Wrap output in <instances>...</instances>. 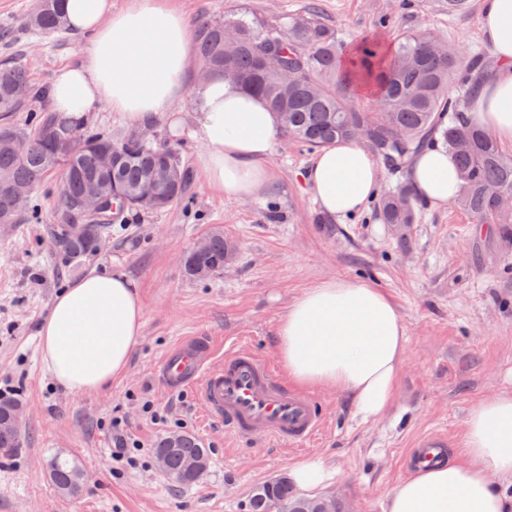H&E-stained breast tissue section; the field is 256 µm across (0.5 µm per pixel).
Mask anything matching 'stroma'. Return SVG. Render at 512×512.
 <instances>
[{
	"mask_svg": "<svg viewBox=\"0 0 512 512\" xmlns=\"http://www.w3.org/2000/svg\"><path fill=\"white\" fill-rule=\"evenodd\" d=\"M196 21L240 7L260 19L316 7L350 44L395 43L402 32L429 31L464 56L488 55L480 0L464 13L448 0H168ZM36 0H0V60L25 65L36 85L82 62L69 31L30 33L24 17ZM158 140L178 148L188 171L185 198L162 211L126 213L86 270L122 266L144 305L142 334L127 369L100 392L72 394L41 362L38 333L56 295L75 281L53 259L52 183L36 188L35 220L0 224V389L20 400L22 447L0 456V512H247L253 490L295 465L321 461L333 480L320 495L347 512H386L389 494L412 466L418 438L439 435L462 454L469 410L492 393L512 392V237L495 224L474 223L457 202L419 205L415 224L398 234L377 204L352 217L325 213L304 173L313 153L290 139L275 147L270 182L244 201L225 197L197 165L201 144L158 120ZM220 232L234 248L224 269L205 281L186 276L182 258ZM358 278L380 288L401 314L407 336L396 399L379 419H354L348 399L313 388L325 419L305 449L237 442L207 422L193 392H169L158 374L163 354L186 336H232L277 363L273 339L280 317L303 290L332 278ZM153 413H146L144 403ZM143 443L134 463L116 462L113 423ZM190 432L211 450L208 470L191 486L158 466L162 437ZM76 461L85 490L71 498L50 482L52 457Z\"/></svg>",
	"mask_w": 512,
	"mask_h": 512,
	"instance_id": "stroma-1",
	"label": "stroma"
}]
</instances>
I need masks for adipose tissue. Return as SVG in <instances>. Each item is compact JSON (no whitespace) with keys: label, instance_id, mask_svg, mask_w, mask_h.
I'll list each match as a JSON object with an SVG mask.
<instances>
[{"label":"adipose tissue","instance_id":"1","mask_svg":"<svg viewBox=\"0 0 512 512\" xmlns=\"http://www.w3.org/2000/svg\"><path fill=\"white\" fill-rule=\"evenodd\" d=\"M64 21L83 35L84 62L60 70L48 91L54 111L74 120L106 108L131 127L165 118L203 147L201 169L233 199L250 198L270 177L267 161L282 137L263 99L216 77L182 111L179 93L191 68L190 23L166 0H64ZM481 27L495 65L484 77L469 119L512 145V0H482ZM379 166L354 141L323 147L306 180L327 214L347 217L372 198ZM417 195L434 206L454 200L459 180L447 149L417 154L409 168ZM138 285L122 268L94 271L55 297L39 331V354L68 391L104 389L127 367L141 334ZM274 347L291 382L348 398L355 419L378 418L393 404L406 357L403 319L390 298L366 281L323 280L281 316ZM466 463L451 457L417 470L390 494L387 512H512V393H494L466 417Z\"/></svg>","mask_w":512,"mask_h":512}]
</instances>
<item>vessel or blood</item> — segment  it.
Instances as JSON below:
<instances>
[{"label": "vessel or blood", "mask_w": 512, "mask_h": 512, "mask_svg": "<svg viewBox=\"0 0 512 512\" xmlns=\"http://www.w3.org/2000/svg\"><path fill=\"white\" fill-rule=\"evenodd\" d=\"M213 349L210 337L196 336L170 350L160 366L162 384L194 388L204 418L245 442L267 439L295 450L319 435L323 418L315 397L290 389L245 345L218 360Z\"/></svg>", "instance_id": "b4317fda"}]
</instances>
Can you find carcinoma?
I'll use <instances>...</instances> for the list:
<instances>
[{
	"label": "carcinoma",
	"instance_id": "1",
	"mask_svg": "<svg viewBox=\"0 0 512 512\" xmlns=\"http://www.w3.org/2000/svg\"><path fill=\"white\" fill-rule=\"evenodd\" d=\"M59 0H40L24 21L28 31L53 34L63 30ZM194 39L207 77L221 76L260 95L274 112L285 135L312 149L363 133L374 155L396 171L429 140L439 136L451 151L462 181L461 206L477 224H512V211L500 198L512 194V156L485 130L465 119L464 100L475 95L484 65L480 56L464 58L429 33L406 34L387 49L376 39L346 45L313 8L291 14L284 22H264L246 8L209 16L195 23ZM278 56L279 70L264 67L262 53ZM374 94V112L352 104L359 89ZM27 68L0 62V112H21L25 103L44 96ZM0 222L10 224L35 217L32 193L53 172L56 205L51 225L55 257L60 266L79 270L97 255L112 233L114 216L126 210H161L182 199L186 172L178 149L168 142L140 143L91 133L83 125L48 109L29 113L26 124L0 126ZM115 151L117 161L103 174L100 155ZM112 189V208L80 236L66 233L78 211L72 206L92 182ZM380 218L401 228L416 217L411 190L399 186L380 197ZM206 248L183 260L186 275L206 279L224 269L229 259L224 235L206 237ZM19 400L0 392V455L11 457L21 447V434L12 424ZM154 456L164 471L183 485L194 483L210 465V449L184 432L159 439ZM50 481L62 493L77 497L83 489L79 465L60 456L49 460ZM324 512L323 499L295 492L286 477L258 486L249 499V512Z\"/></svg>",
	"mask_w": 512,
	"mask_h": 512
}]
</instances>
